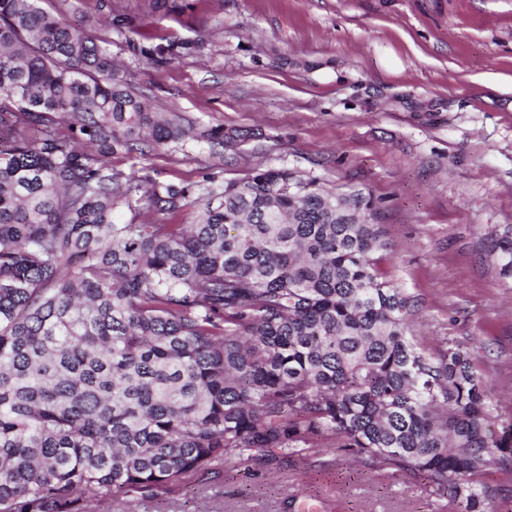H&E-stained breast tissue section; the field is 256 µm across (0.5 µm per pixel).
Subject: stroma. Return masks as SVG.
<instances>
[{
	"label": "stroma",
	"instance_id": "1",
	"mask_svg": "<svg viewBox=\"0 0 512 512\" xmlns=\"http://www.w3.org/2000/svg\"><path fill=\"white\" fill-rule=\"evenodd\" d=\"M109 39L129 83L191 124L260 129L212 156L172 143L112 156L158 185L208 172L286 168L335 190L369 188L386 250L378 266L416 301L427 354L466 351L488 425L512 431V277L493 246L512 229V0H39ZM201 42L158 66L141 47ZM512 512V447L479 476ZM453 512L427 473L337 448L251 450L148 492L115 491L100 512Z\"/></svg>",
	"mask_w": 512,
	"mask_h": 512
}]
</instances>
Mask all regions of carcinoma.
<instances>
[{
  "label": "carcinoma",
  "instance_id": "cac0c4a2",
  "mask_svg": "<svg viewBox=\"0 0 512 512\" xmlns=\"http://www.w3.org/2000/svg\"><path fill=\"white\" fill-rule=\"evenodd\" d=\"M198 44L141 49L155 65ZM250 138L159 112L98 40L0 0V512H87L258 449L333 447L486 512V389L417 348L370 191L282 168L147 186L114 154ZM192 224L146 221L188 202ZM130 213L126 222L114 212ZM512 275V235L494 244ZM468 477L447 486L448 475Z\"/></svg>",
  "mask_w": 512,
  "mask_h": 512
}]
</instances>
